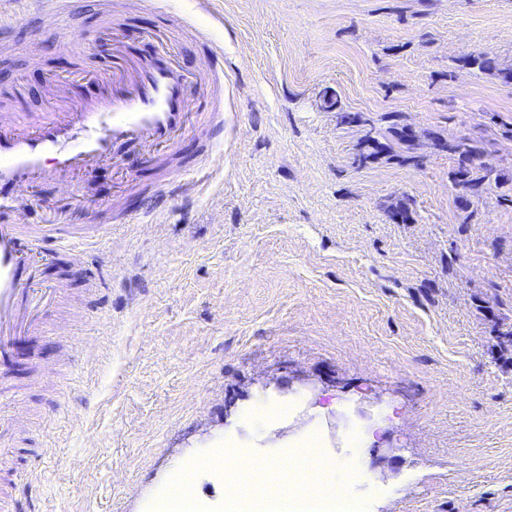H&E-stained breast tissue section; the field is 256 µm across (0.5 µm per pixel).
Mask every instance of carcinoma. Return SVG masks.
I'll use <instances>...</instances> for the list:
<instances>
[{"label":"carcinoma","instance_id":"obj_1","mask_svg":"<svg viewBox=\"0 0 512 512\" xmlns=\"http://www.w3.org/2000/svg\"><path fill=\"white\" fill-rule=\"evenodd\" d=\"M465 67L473 68L481 73L488 74L498 78L505 83H512V68H506L500 65L496 58L484 53H470L461 59ZM397 140L407 146L408 154L399 155L405 163L420 165V156L414 154V137L406 127L402 126L395 131ZM363 144L367 153L362 158H376L382 154L391 157L396 156L392 147L383 144L378 137L373 135V131H368L363 139ZM438 146L448 152V156L453 159L454 166L448 172V181L456 194V201L462 210H467L471 204V199L482 197L491 185L502 187L508 179L501 174H493V170L477 163V159L483 154V148L478 142L460 137L448 142H440Z\"/></svg>","mask_w":512,"mask_h":512}]
</instances>
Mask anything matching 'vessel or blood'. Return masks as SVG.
<instances>
[{"label":"vessel or blood","instance_id":"b4317fda","mask_svg":"<svg viewBox=\"0 0 512 512\" xmlns=\"http://www.w3.org/2000/svg\"><path fill=\"white\" fill-rule=\"evenodd\" d=\"M111 22L99 34L112 40L109 70L80 69L74 82L105 88L88 101L63 94L49 117L24 122L20 113L0 114V366L15 355L18 337L39 333L40 310L58 298V288L36 276L41 252L50 241L77 236L73 224H20L33 191L56 174L78 175L113 160L117 146L134 144L147 156L172 148L191 111L222 113L223 96L211 90L224 70V48L209 32L201 38L207 66L183 71L167 53L150 59L130 55L114 38Z\"/></svg>","mask_w":512,"mask_h":512}]
</instances>
